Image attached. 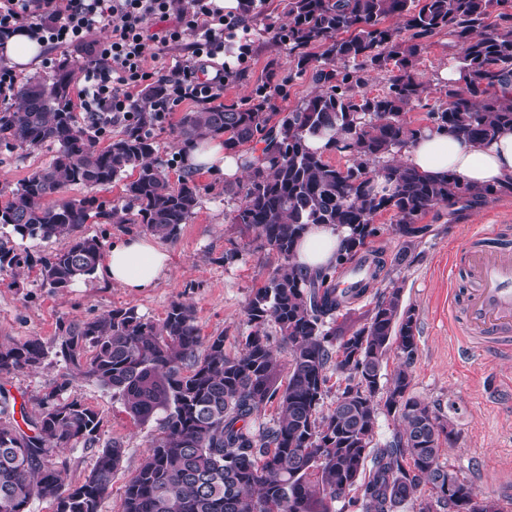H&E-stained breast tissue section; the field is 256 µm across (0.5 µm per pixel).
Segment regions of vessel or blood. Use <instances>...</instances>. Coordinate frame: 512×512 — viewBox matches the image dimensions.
<instances>
[{
  "label": "vessel or blood",
  "instance_id": "obj_1",
  "mask_svg": "<svg viewBox=\"0 0 512 512\" xmlns=\"http://www.w3.org/2000/svg\"><path fill=\"white\" fill-rule=\"evenodd\" d=\"M511 231L494 224L474 233L449 261L463 266L474 283L465 302L463 337L512 342V242L506 239Z\"/></svg>",
  "mask_w": 512,
  "mask_h": 512
}]
</instances>
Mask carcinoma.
I'll return each mask as SVG.
<instances>
[{"label": "carcinoma", "instance_id": "obj_1", "mask_svg": "<svg viewBox=\"0 0 512 512\" xmlns=\"http://www.w3.org/2000/svg\"><path fill=\"white\" fill-rule=\"evenodd\" d=\"M506 8L512 0H286L287 23L272 39L288 45L295 75L310 74L319 91L276 112L280 87L266 83L247 99L187 112L170 127L185 147L222 138L224 149L243 150L246 182L224 185V195L237 199L232 223L281 259L247 303L254 331L231 354L224 334L200 335L193 308L181 301L158 322L133 308L60 322L55 356L69 378L45 395L35 418L24 419L30 431L0 403V512H30L35 499L50 501L54 512H99L125 448L118 440L101 443L99 413L67 394L75 381L112 390L135 421L157 424L125 486L122 512H472L473 488L440 462L454 440L448 417L409 392L417 320L403 305V283L389 279L366 323L338 336L329 321L346 306L345 294L335 279L308 274L290 259L305 225H340L351 234L339 266L360 265L379 232L376 216L390 212L401 240L397 270L428 231L420 221L429 212L512 193V185L474 192L453 173L429 178L391 159L433 126L477 142L512 128V25L486 32V20L496 11L507 16ZM389 18L402 27L385 25ZM437 34L459 49L461 84L428 112L431 125L412 127L405 112L431 94L416 65ZM315 47L317 55L309 52ZM337 62L342 68H334ZM371 71L386 83L376 96L364 91ZM75 79L76 70L62 64L48 80L20 83L13 102L0 108V146L56 147L52 161L0 204V224L23 240L67 239L63 249L36 259L0 245V271L33 261L42 285L54 290L92 275L104 258L103 244L81 235L90 215L140 224L174 241L201 197L193 173L173 183L155 158L153 133L163 124L147 107L162 97V84L144 88L139 111L101 146L71 110ZM326 131L328 150L344 154L345 166L307 145ZM130 170L136 177L125 185L120 209H107L94 195L61 197L69 185L93 191ZM270 324L289 355L285 366L266 332ZM392 352L398 364L383 384ZM46 357L37 340L1 343L0 373L37 369ZM330 370L345 387L325 413ZM270 403L278 419L256 424ZM382 414L399 423L383 442ZM74 448L96 453L78 483L66 481V462H55ZM424 483L431 494L421 500Z\"/></svg>", "mask_w": 512, "mask_h": 512}]
</instances>
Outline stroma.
<instances>
[{
	"label": "stroma",
	"mask_w": 512,
	"mask_h": 512,
	"mask_svg": "<svg viewBox=\"0 0 512 512\" xmlns=\"http://www.w3.org/2000/svg\"><path fill=\"white\" fill-rule=\"evenodd\" d=\"M282 0H262L256 15L247 20L252 52L243 72L224 87V102L245 98L258 85L285 82L287 95L277 98L278 110L287 111L312 95L309 76H295L288 47L270 40L267 29L283 23ZM454 58L447 37L428 39L416 67L420 80L432 92L426 105H416L405 114L414 127L428 125L427 109L439 104L438 73ZM50 149L34 151L0 147V202L10 197L32 170L49 162ZM201 187L196 215L183 225L176 241L164 242L169 266L155 288L137 293L92 275L70 288L55 292L44 287L38 266L0 272V342L40 340L52 345L60 321L87 319L113 307L136 309L159 321L173 301L191 304L202 337L224 335L225 346L235 351L250 333L245 307L254 288L261 286L277 267L276 254L251 246V233L231 223L236 203L224 196V175L219 171L195 174ZM429 230L410 264L402 266L404 299L415 310L418 352L410 391L435 406L456 433L446 447L442 463L464 476L475 493L498 500L504 512H512V496H502L495 479H512V357L483 360L463 353L448 321V286L468 289L466 276L448 277V256L460 250L471 232L490 224L512 225V194H501L469 209L440 208L424 218ZM238 249L237 258L224 254ZM68 369L61 358L48 356L41 367L13 374H0V393L36 415L40 398L62 383ZM89 407L99 413L101 439L123 442L126 456L100 503V512H122L126 483L138 469L142 456L157 433L156 423H134L119 397L92 383L71 387Z\"/></svg>",
	"instance_id": "35a3bbf8"
}]
</instances>
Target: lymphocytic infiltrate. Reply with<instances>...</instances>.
<instances>
[{
    "label": "lymphocytic infiltrate",
    "instance_id": "f902f5d3",
    "mask_svg": "<svg viewBox=\"0 0 512 512\" xmlns=\"http://www.w3.org/2000/svg\"><path fill=\"white\" fill-rule=\"evenodd\" d=\"M161 21L150 31L149 21ZM27 30L47 52L81 48L90 59L79 92L85 120L99 135L127 122L137 90L165 80L164 96L152 105L161 116L186 100L212 103L243 69L251 51L243 17L217 0H0V40ZM106 31L95 41V31ZM189 44L186 58H170ZM157 67H148V60Z\"/></svg>",
    "mask_w": 512,
    "mask_h": 512
}]
</instances>
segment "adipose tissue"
I'll list each match as a JSON object with an SVG mask.
<instances>
[{
  "label": "adipose tissue",
  "instance_id": "obj_1",
  "mask_svg": "<svg viewBox=\"0 0 512 512\" xmlns=\"http://www.w3.org/2000/svg\"><path fill=\"white\" fill-rule=\"evenodd\" d=\"M401 161L428 176L455 173L475 188L507 185L512 183V130L498 133L490 142L478 143L434 129L412 143ZM185 162L197 168H219L232 181L240 180L244 174L235 156L213 139L187 149ZM348 234L345 227L308 225L298 243L294 264L308 272L334 271ZM168 264V252L154 237L130 235L112 244L101 275L105 280L141 292L155 285Z\"/></svg>",
  "mask_w": 512,
  "mask_h": 512
}]
</instances>
